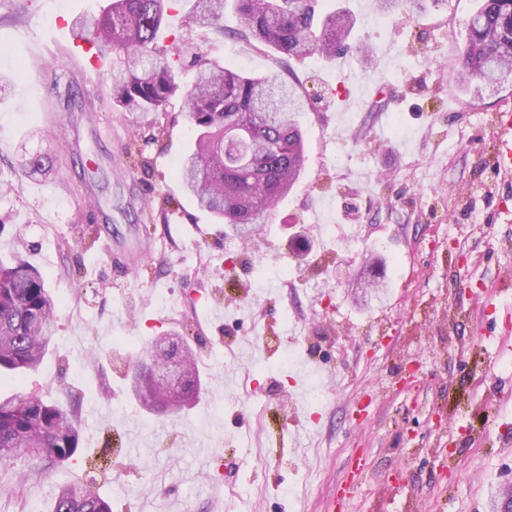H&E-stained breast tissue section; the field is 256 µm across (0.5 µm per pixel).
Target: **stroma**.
Listing matches in <instances>:
<instances>
[{
  "instance_id": "35a3bbf8",
  "label": "stroma",
  "mask_w": 512,
  "mask_h": 512,
  "mask_svg": "<svg viewBox=\"0 0 512 512\" xmlns=\"http://www.w3.org/2000/svg\"><path fill=\"white\" fill-rule=\"evenodd\" d=\"M109 2L0 0V259L57 302L40 367L1 373L0 395L75 406L81 428L73 460L0 467V512H51L69 483L112 512H490L512 484V177L494 125L512 86L456 80L476 0H413L386 24L377 0H322L353 11L373 58L291 61L307 160L247 240L175 174L195 139L182 98L125 112L107 70L85 74L73 24ZM188 11L157 40L184 83L187 36L239 71L275 68L230 36L232 11L220 31ZM352 73L382 94L346 96ZM35 151L48 174L19 168ZM162 334L187 337L201 377L168 415L131 389ZM316 386L319 405L295 402Z\"/></svg>"
}]
</instances>
